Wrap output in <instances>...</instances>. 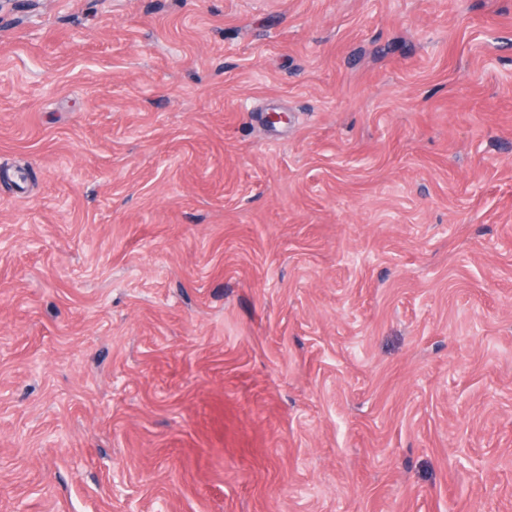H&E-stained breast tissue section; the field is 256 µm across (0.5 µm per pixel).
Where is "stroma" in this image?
<instances>
[{
    "mask_svg": "<svg viewBox=\"0 0 512 512\" xmlns=\"http://www.w3.org/2000/svg\"><path fill=\"white\" fill-rule=\"evenodd\" d=\"M4 167L0 512H512V0H7Z\"/></svg>",
    "mask_w": 512,
    "mask_h": 512,
    "instance_id": "stroma-1",
    "label": "stroma"
}]
</instances>
